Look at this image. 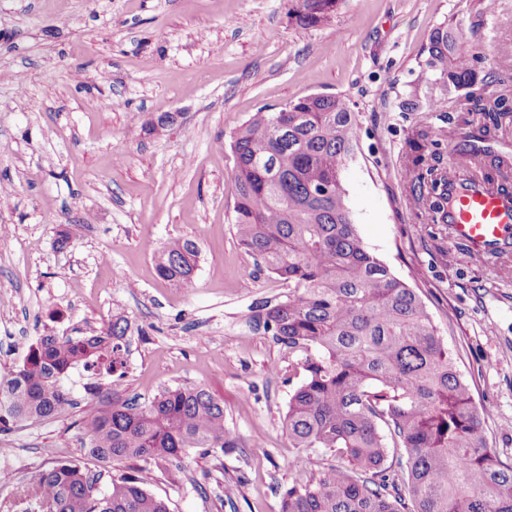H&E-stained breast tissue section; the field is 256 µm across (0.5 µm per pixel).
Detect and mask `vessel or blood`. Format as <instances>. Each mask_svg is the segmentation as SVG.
Returning a JSON list of instances; mask_svg holds the SVG:
<instances>
[{"instance_id":"1","label":"vessel or blood","mask_w":512,"mask_h":512,"mask_svg":"<svg viewBox=\"0 0 512 512\" xmlns=\"http://www.w3.org/2000/svg\"><path fill=\"white\" fill-rule=\"evenodd\" d=\"M475 158L472 151L451 155V167L468 172L469 177L447 181L442 221L456 241L464 243L478 259L486 260L512 246V191L498 192L471 177Z\"/></svg>"}]
</instances>
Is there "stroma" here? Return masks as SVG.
<instances>
[{
	"label": "stroma",
	"mask_w": 512,
	"mask_h": 512,
	"mask_svg": "<svg viewBox=\"0 0 512 512\" xmlns=\"http://www.w3.org/2000/svg\"><path fill=\"white\" fill-rule=\"evenodd\" d=\"M294 0H0V376L46 335L92 336L123 311L124 377L69 371L78 407L10 424L0 502L31 472L88 460L82 425L98 382L139 402L198 385L224 403L241 446L195 450L179 480L156 469L149 490L170 512H278L303 483L288 401L303 377L273 337L249 332L252 304L288 288L237 242L233 132L253 112L311 94L348 98L359 125L343 173L346 204L369 251L424 294L442 337L491 404L490 444L512 462V254L483 262L432 237L411 207L405 141L428 132L426 165L452 176V153L481 112L400 105L434 31L464 28L484 97L512 95V0H338L332 19L300 27ZM175 121L153 130L165 115ZM70 243L59 247L60 234ZM200 251L189 285L162 279L151 251L171 239Z\"/></svg>",
	"instance_id": "obj_1"
}]
</instances>
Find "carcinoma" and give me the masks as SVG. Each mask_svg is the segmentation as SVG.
<instances>
[{"mask_svg": "<svg viewBox=\"0 0 512 512\" xmlns=\"http://www.w3.org/2000/svg\"><path fill=\"white\" fill-rule=\"evenodd\" d=\"M336 2L295 0V24L329 21ZM423 55V73L439 75L480 107L483 131L512 119V99L473 94L475 47L465 30H436ZM444 106L427 79L401 103L404 112ZM425 138L406 142L407 170L420 199L432 191L422 171ZM357 144L350 103L333 95L260 110L232 136L238 243L288 284L286 299L252 306L249 326L302 362L304 377L286 414L291 447L323 449L338 459L285 490L278 512H512V463L488 444L485 411L426 302L357 234L342 184ZM198 257L194 241L170 240L155 251L156 269L184 286ZM128 328L117 312L96 336L41 337L22 366L0 379V430L65 414L74 399L64 377L78 365L122 370ZM239 445L224 424V403L204 388L167 389L143 405L100 396L85 421L83 447L100 466L128 473L100 492L81 461L60 463L27 479L16 500L0 508L169 512L148 489L154 468L169 466L175 478L191 451L226 453Z\"/></svg>", "mask_w": 512, "mask_h": 512, "instance_id": "carcinoma-1", "label": "carcinoma"}]
</instances>
